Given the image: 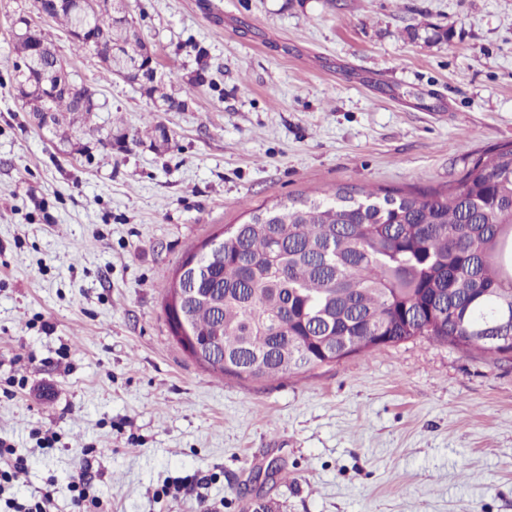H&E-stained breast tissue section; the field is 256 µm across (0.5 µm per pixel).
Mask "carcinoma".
Segmentation results:
<instances>
[{
	"label": "carcinoma",
	"mask_w": 512,
	"mask_h": 512,
	"mask_svg": "<svg viewBox=\"0 0 512 512\" xmlns=\"http://www.w3.org/2000/svg\"><path fill=\"white\" fill-rule=\"evenodd\" d=\"M95 28L104 48H132L127 30L106 18ZM36 39L47 75L62 71L47 38ZM16 92L42 111L39 86ZM145 93L179 107L162 81ZM75 96L84 104L58 95L51 108L93 111V92L81 86ZM201 262L209 275L166 291L214 293L187 313L195 334L220 335L224 365L212 371L222 378L255 370L274 379L418 336L499 360L512 334L477 335L512 313V143L483 152L443 189L356 197L338 188L259 206L224 229V260Z\"/></svg>",
	"instance_id": "obj_1"
}]
</instances>
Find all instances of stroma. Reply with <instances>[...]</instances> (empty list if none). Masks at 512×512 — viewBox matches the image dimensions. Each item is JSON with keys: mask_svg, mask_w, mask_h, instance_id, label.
Here are the masks:
<instances>
[{"mask_svg": "<svg viewBox=\"0 0 512 512\" xmlns=\"http://www.w3.org/2000/svg\"><path fill=\"white\" fill-rule=\"evenodd\" d=\"M127 7L181 107L46 21L100 105L63 142L14 96L31 0H0V440L27 460L6 498L74 512L84 473L109 512H512L511 362L417 338L222 379L163 312L183 254L252 208L442 187L511 143L512 0Z\"/></svg>", "mask_w": 512, "mask_h": 512, "instance_id": "35a3bbf8", "label": "stroma"}]
</instances>
